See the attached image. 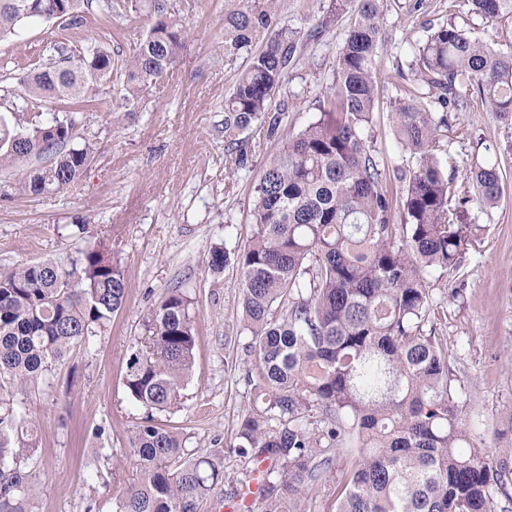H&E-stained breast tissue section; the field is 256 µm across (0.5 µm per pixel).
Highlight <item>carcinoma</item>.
Instances as JSON below:
<instances>
[{"label": "carcinoma", "mask_w": 512, "mask_h": 512, "mask_svg": "<svg viewBox=\"0 0 512 512\" xmlns=\"http://www.w3.org/2000/svg\"><path fill=\"white\" fill-rule=\"evenodd\" d=\"M83 0H0V38L32 20L79 24ZM251 2L224 16V58L250 53L224 98V141L236 168L248 161L242 134L259 123L273 135L272 108L294 58L298 31L272 29V3ZM357 3L339 48L332 81L318 98L319 118L288 137L255 189L253 228L229 252L215 247L208 264L240 271L241 303L255 360L254 407L237 432L238 454L278 468L259 474L264 512H309L313 490L335 482L334 512H496L501 475L464 423V401L448 367V346L431 319L429 277L454 271L481 228L453 216L471 205L495 208L502 197V157L512 155V0H466L501 25L497 40L472 38L450 22L414 49L419 84L391 102L394 136L406 165L394 170L402 194L390 192L373 154L371 116L386 45L387 0H330L317 26L326 30ZM102 11L154 18L131 57L57 43L49 62L20 79L27 99L0 114V171L28 196L61 191L94 158L76 140V107L112 81L129 110L173 65L188 33L158 0H97ZM262 41L261 51L251 46ZM428 87L424 102L419 85ZM70 110L44 119L42 106ZM445 110L437 117L431 107ZM498 115L506 141L494 160L462 178L448 176L437 131L449 112ZM83 245L63 260L0 273V512H36L40 481L30 468L40 444L25 399L51 384L71 348H91L125 306L128 285L88 225H69ZM183 288L166 289L129 346L122 385L146 410L134 427L139 477L115 497V512H195L224 478L218 458L184 459L179 433L155 414L177 402L191 376L195 330ZM357 454L333 474L347 440Z\"/></svg>", "instance_id": "carcinoma-1"}]
</instances>
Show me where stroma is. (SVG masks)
Segmentation results:
<instances>
[{
  "mask_svg": "<svg viewBox=\"0 0 512 512\" xmlns=\"http://www.w3.org/2000/svg\"><path fill=\"white\" fill-rule=\"evenodd\" d=\"M242 0H165L190 37L166 76L128 111L118 87L100 88L109 111L76 113L79 137L96 154L69 188L37 197H3L12 178L0 172V271L73 252L68 224H88L104 241L128 284L125 307L93 349L74 347L53 386L25 395L40 424L36 461L45 490L39 512H114L115 496L138 477L129 437L143 411L122 386L125 354L143 333V315L165 289L180 285L190 299L196 334L190 381L177 406L161 420L175 427L188 452L224 460V481L196 512H229L249 481L251 462L236 451L241 417L254 405L249 376L254 358L235 266L216 273L213 247L233 248L250 234L255 188L289 135L313 122L336 54L355 16L345 12L324 32L315 27L327 0H278L275 21L298 31L296 63L279 99L288 110L278 134L266 126L249 133L248 163L230 172L224 150V98L246 64L224 57V16ZM387 51L372 127L374 154L385 168L402 165L393 136L391 99L416 83L410 45L448 22L480 40L497 38L498 24L470 14L462 0H388ZM150 21L93 10L78 25L32 21L0 39V113L23 103L20 77L43 47L64 41L102 45L132 55ZM438 134L448 174L461 175L479 144L503 142L505 129L491 112H452ZM504 194L494 209L469 207L463 224L480 225L458 270L434 274V324L448 343V365L466 402L465 419L501 472L498 512H512V159L504 164ZM104 427L103 438L92 435Z\"/></svg>",
  "mask_w": 512,
  "mask_h": 512,
  "instance_id": "obj_1",
  "label": "stroma"
}]
</instances>
